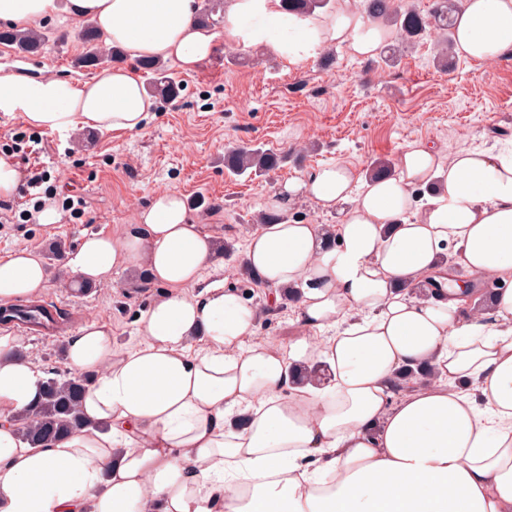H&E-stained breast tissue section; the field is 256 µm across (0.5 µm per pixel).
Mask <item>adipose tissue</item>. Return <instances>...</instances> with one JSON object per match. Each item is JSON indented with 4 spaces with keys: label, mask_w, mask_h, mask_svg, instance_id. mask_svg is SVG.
<instances>
[{
    "label": "adipose tissue",
    "mask_w": 512,
    "mask_h": 512,
    "mask_svg": "<svg viewBox=\"0 0 512 512\" xmlns=\"http://www.w3.org/2000/svg\"><path fill=\"white\" fill-rule=\"evenodd\" d=\"M55 0H0V23L24 28ZM129 60L90 81L0 70V112L60 133L90 126L136 133L153 101L136 60L193 71L215 48L197 0H68ZM224 43L300 66L334 45L374 54L390 30L353 0L297 16L280 0H228ZM453 50L480 63L512 57V0H465ZM434 187L427 200L419 187ZM306 195L337 224H260L243 259L262 287L302 288L307 336L257 339L258 310L211 281L216 237L177 193L154 196L140 229L85 237L65 265L72 284L102 285L143 266L164 294L139 319V342L116 350L89 321L67 359L89 375L88 427L30 447L15 417L40 399L44 375L0 334V512H512V288L490 311L462 312V286L441 258L473 276L512 275V140L458 150L407 144L389 176L358 181L331 162L276 195ZM47 285L42 258L0 259V305ZM322 379L301 382L296 363ZM437 377L395 397L403 367Z\"/></svg>",
    "instance_id": "1"
}]
</instances>
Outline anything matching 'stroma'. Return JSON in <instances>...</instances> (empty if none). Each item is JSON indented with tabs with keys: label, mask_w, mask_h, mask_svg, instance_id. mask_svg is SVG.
<instances>
[{
	"label": "stroma",
	"mask_w": 512,
	"mask_h": 512,
	"mask_svg": "<svg viewBox=\"0 0 512 512\" xmlns=\"http://www.w3.org/2000/svg\"><path fill=\"white\" fill-rule=\"evenodd\" d=\"M66 2L56 0L57 11L37 27L67 34V42H49L41 53L25 57L0 45L1 69L83 81L95 77V70L76 65L86 47L77 37L82 25L66 11ZM168 69L183 86L181 96L156 101L137 134L87 126L59 134L28 126L22 115L0 113V145L17 128L37 135L51 191L85 202L80 218L65 211L49 225L22 217L33 204L21 189L10 197V210L0 209V258L26 247L45 265L48 284L37 301L53 311L55 326L13 328L44 376L68 374L66 341L89 320L109 326L116 346L135 344L139 315L164 292L160 283L143 280L137 267L113 271L109 285L72 291L64 260L51 257V245L71 251L92 233L137 232V212L155 194L176 192L185 198L193 223L233 238L240 252L254 229L252 213L270 208L279 184L306 177L320 164L343 163L363 174L376 160L395 159L413 141L432 143L447 157L512 138V59L460 58L444 73L433 64L428 37L393 67L340 45L330 65L315 58L293 67L257 48L220 44L197 70L174 63ZM234 144L289 159L267 175L239 177L224 167V151ZM250 300L262 309L256 325L260 338L285 345L306 335L295 303L269 304L264 289L255 287Z\"/></svg>",
	"instance_id": "1"
}]
</instances>
